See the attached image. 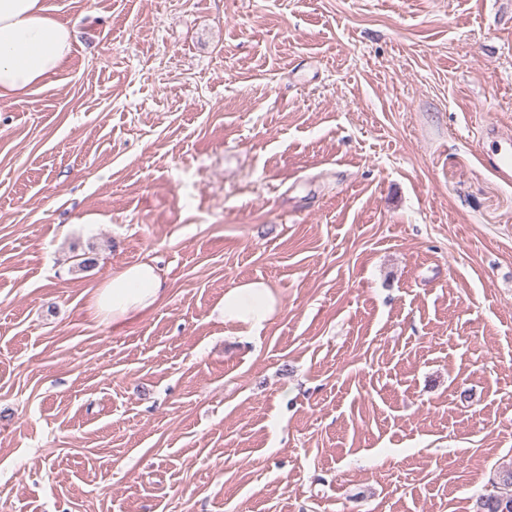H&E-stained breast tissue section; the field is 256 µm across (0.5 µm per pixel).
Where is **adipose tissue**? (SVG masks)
<instances>
[{
  "label": "adipose tissue",
  "instance_id": "1",
  "mask_svg": "<svg viewBox=\"0 0 512 512\" xmlns=\"http://www.w3.org/2000/svg\"><path fill=\"white\" fill-rule=\"evenodd\" d=\"M73 49V32L48 15L44 0H0V98L20 97L55 73ZM167 288L148 261L127 265L96 289L92 306L119 324L162 303ZM283 301L266 281L248 280L224 292L219 315L247 330L263 328Z\"/></svg>",
  "mask_w": 512,
  "mask_h": 512
}]
</instances>
